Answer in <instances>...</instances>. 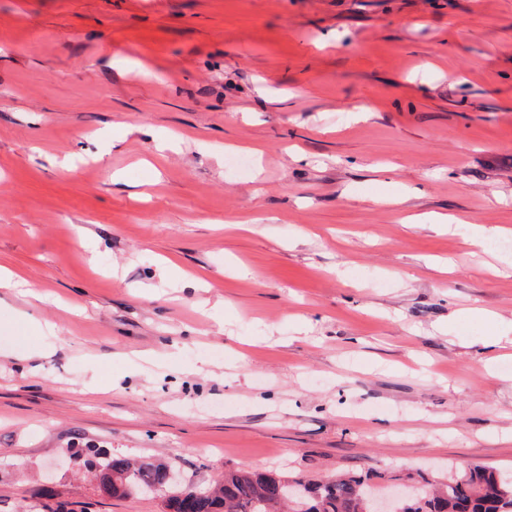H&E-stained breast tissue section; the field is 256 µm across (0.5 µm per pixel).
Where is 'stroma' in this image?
Returning <instances> with one entry per match:
<instances>
[{
	"mask_svg": "<svg viewBox=\"0 0 512 512\" xmlns=\"http://www.w3.org/2000/svg\"><path fill=\"white\" fill-rule=\"evenodd\" d=\"M0 264V512L512 472V0H0ZM72 453L77 458L79 465L86 468L88 472H93L96 470V466H101L112 473V475L106 473L99 478L104 492L131 496L125 489L130 484L161 487L167 485L164 481L169 466L168 462L150 458L132 460L125 456L112 455L111 452L100 448H81ZM112 477L115 478V482H112ZM168 478L171 479L168 486L179 485L176 471L171 465L168 469Z\"/></svg>",
	"mask_w": 512,
	"mask_h": 512,
	"instance_id": "1",
	"label": "stroma"
}]
</instances>
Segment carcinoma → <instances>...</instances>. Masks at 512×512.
Wrapping results in <instances>:
<instances>
[{
  "mask_svg": "<svg viewBox=\"0 0 512 512\" xmlns=\"http://www.w3.org/2000/svg\"><path fill=\"white\" fill-rule=\"evenodd\" d=\"M73 455L87 471L100 466L115 478L112 494L126 496V487L166 486L169 463L132 460L105 449H76ZM374 469L323 478L286 476L247 469L224 471V478L210 488L193 482L184 494L165 503L168 512H366L376 492ZM419 495L400 512H512V477L479 466L449 471L442 477L425 472L413 475Z\"/></svg>",
  "mask_w": 512,
  "mask_h": 512,
  "instance_id": "carcinoma-1",
  "label": "carcinoma"
}]
</instances>
